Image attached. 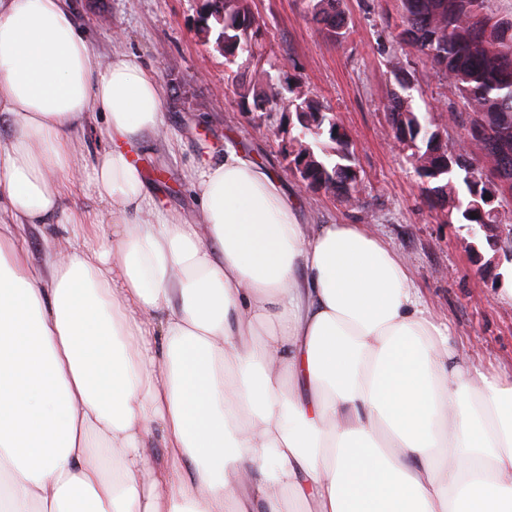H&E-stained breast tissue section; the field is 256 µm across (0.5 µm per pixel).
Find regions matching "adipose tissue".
Segmentation results:
<instances>
[{
    "label": "adipose tissue",
    "mask_w": 512,
    "mask_h": 512,
    "mask_svg": "<svg viewBox=\"0 0 512 512\" xmlns=\"http://www.w3.org/2000/svg\"><path fill=\"white\" fill-rule=\"evenodd\" d=\"M162 102L70 0H0V512H512V376L449 348L366 225L301 223L231 149L201 223L144 221ZM97 111L108 235L64 206ZM30 224L62 228L41 266Z\"/></svg>",
    "instance_id": "adipose-tissue-1"
}]
</instances>
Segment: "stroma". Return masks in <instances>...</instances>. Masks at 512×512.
<instances>
[{
    "label": "stroma",
    "instance_id": "35a3bbf8",
    "mask_svg": "<svg viewBox=\"0 0 512 512\" xmlns=\"http://www.w3.org/2000/svg\"><path fill=\"white\" fill-rule=\"evenodd\" d=\"M343 42L315 25L307 0H250L261 26L258 57L227 63L217 49L218 26L200 19L204 0H74L75 21L102 57L131 52L159 78L164 124L157 147L140 150L157 213L197 218L192 184L213 158L232 147L275 170L311 224H365L408 262L434 315L448 328V345L468 347L481 370L512 373V250L493 251L476 226L433 206L410 147L395 145L386 109L397 90L394 71L409 80L405 95L418 115H431L449 149L483 159L463 121L453 85L396 37L397 0H345ZM289 82L330 107L349 137L358 174L351 205L306 188L289 166L299 135L281 106L256 112L241 86ZM65 206L86 222L111 224L112 207L90 177L68 185Z\"/></svg>",
    "mask_w": 512,
    "mask_h": 512
}]
</instances>
